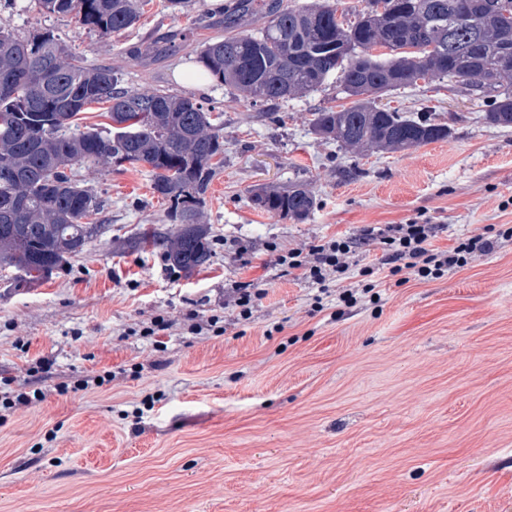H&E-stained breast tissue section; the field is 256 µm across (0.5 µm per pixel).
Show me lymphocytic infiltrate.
I'll return each mask as SVG.
<instances>
[{
    "instance_id": "obj_1",
    "label": "lymphocytic infiltrate",
    "mask_w": 512,
    "mask_h": 512,
    "mask_svg": "<svg viewBox=\"0 0 512 512\" xmlns=\"http://www.w3.org/2000/svg\"><path fill=\"white\" fill-rule=\"evenodd\" d=\"M439 231L438 225L428 219L415 218L403 224H391L380 229L372 225L362 228L353 237L321 240L305 248H297L278 255L276 261L289 270L298 272L315 294L313 306L323 309L324 299L333 297L345 306L353 307L364 301H373L374 284L368 283L372 268L353 269L350 256L358 250H376L379 263L389 276L400 283L413 280H431L451 270L463 267L468 260L490 252L495 243L493 236L476 234L463 239L449 250L432 245ZM52 368L50 360L36 359L26 370L23 382L14 376L0 375V386L5 387L0 407L12 412L18 408H33L43 403L48 393L41 382Z\"/></svg>"
}]
</instances>
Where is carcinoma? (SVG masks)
Wrapping results in <instances>:
<instances>
[{
  "label": "carcinoma",
  "instance_id": "obj_1",
  "mask_svg": "<svg viewBox=\"0 0 512 512\" xmlns=\"http://www.w3.org/2000/svg\"><path fill=\"white\" fill-rule=\"evenodd\" d=\"M148 0H38L46 14L70 16L102 35L135 25ZM261 11L267 22L237 32ZM228 35L204 44L211 76L247 98L276 105L319 90L333 74L351 99L312 113L326 142L378 152L417 148L449 136L448 127L378 105L418 81L448 80L491 100L484 120L512 126V0H365L355 19L337 0L292 7L283 0H235ZM377 47L389 50L382 58ZM110 104L108 127L72 131L92 104ZM221 125L194 98L164 89L129 90L107 66L90 67L52 31L18 36L0 28V269L42 282L84 252L105 201L78 178L76 164L149 167L152 189L172 203L176 231L145 233L172 266L193 273L212 258L201 207L224 165ZM259 209L301 222L316 199L303 184L261 188Z\"/></svg>",
  "mask_w": 512,
  "mask_h": 512
}]
</instances>
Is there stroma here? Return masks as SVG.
<instances>
[{
	"label": "stroma",
	"instance_id": "35a3bbf8",
	"mask_svg": "<svg viewBox=\"0 0 512 512\" xmlns=\"http://www.w3.org/2000/svg\"><path fill=\"white\" fill-rule=\"evenodd\" d=\"M229 2L181 12L149 0L133 28L109 37L36 0L0 9V27L53 30L121 87L205 102L224 136L203 203L206 268L188 275L137 246L142 229L176 226L147 168L126 163L78 169L105 201L82 254L28 288L0 272V372L52 363L46 401L0 422V512H512V240L438 279L384 278L378 303L320 312L309 285L276 263L421 214L440 225L442 249L512 227V128L486 123L487 100L444 82L385 96L451 131L404 152L316 138L312 112L345 102L333 80L263 118V105L198 60L223 38ZM291 183L315 195L306 220L253 206L252 189ZM237 281L266 290L250 321L188 333L189 311L230 316L224 291ZM159 313L174 322L162 352L129 333ZM106 371L109 389L53 391Z\"/></svg>",
	"mask_w": 512,
	"mask_h": 512
}]
</instances>
